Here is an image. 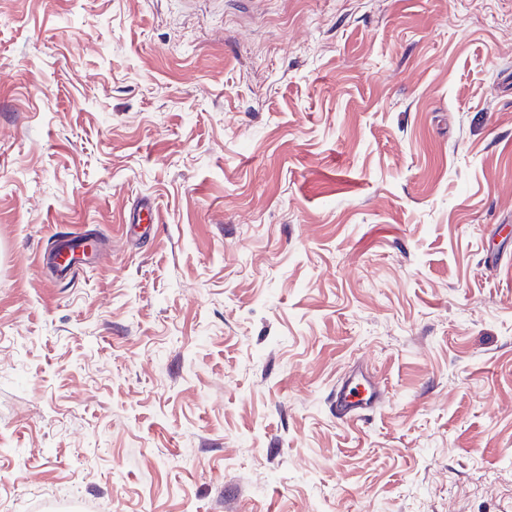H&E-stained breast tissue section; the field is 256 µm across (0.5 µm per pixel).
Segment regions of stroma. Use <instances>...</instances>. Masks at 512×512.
Here are the masks:
<instances>
[{
  "mask_svg": "<svg viewBox=\"0 0 512 512\" xmlns=\"http://www.w3.org/2000/svg\"><path fill=\"white\" fill-rule=\"evenodd\" d=\"M510 469L512 0H0V512H512ZM83 236L74 235L69 237L66 240H62L58 242L54 249L50 251H46L43 254V260L45 263L50 265L55 269L60 278L65 279L75 273L76 268L79 267L83 262L80 259L83 257H88L86 254V246L87 240H82ZM60 250H67L72 253L76 259L75 264L71 266L62 265L57 261V256L59 255ZM384 398V391L368 372H356L336 388V418L346 424L357 423L362 417L360 410L374 409Z\"/></svg>",
  "mask_w": 512,
  "mask_h": 512,
  "instance_id": "1",
  "label": "stroma"
}]
</instances>
